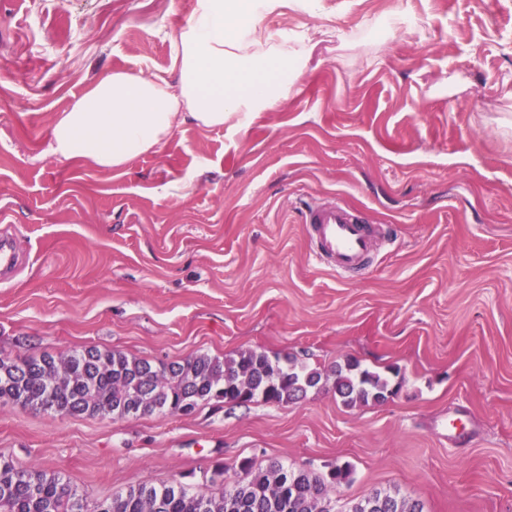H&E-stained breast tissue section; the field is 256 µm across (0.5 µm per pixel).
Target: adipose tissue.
Instances as JSON below:
<instances>
[{
    "instance_id": "adipose-tissue-1",
    "label": "adipose tissue",
    "mask_w": 512,
    "mask_h": 512,
    "mask_svg": "<svg viewBox=\"0 0 512 512\" xmlns=\"http://www.w3.org/2000/svg\"><path fill=\"white\" fill-rule=\"evenodd\" d=\"M279 0H196L174 43L178 76H106L54 119L50 152L102 169H119L155 151L181 124L247 129L299 78L298 64L280 49L279 34L260 19Z\"/></svg>"
}]
</instances>
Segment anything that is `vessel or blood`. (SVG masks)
<instances>
[{"label": "vessel or blood", "instance_id": "vessel-or-blood-1", "mask_svg": "<svg viewBox=\"0 0 512 512\" xmlns=\"http://www.w3.org/2000/svg\"><path fill=\"white\" fill-rule=\"evenodd\" d=\"M304 221L317 244L319 260L346 271L362 265L369 249L370 233L363 217L334 201L307 207ZM21 259L12 241L0 240V280L10 279Z\"/></svg>", "mask_w": 512, "mask_h": 512}]
</instances>
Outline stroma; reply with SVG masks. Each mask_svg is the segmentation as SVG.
Returning <instances> with one entry per match:
<instances>
[{"label":"stroma","mask_w":512,"mask_h":512,"mask_svg":"<svg viewBox=\"0 0 512 512\" xmlns=\"http://www.w3.org/2000/svg\"><path fill=\"white\" fill-rule=\"evenodd\" d=\"M194 6L0 0V237L26 257L0 282V355H353L402 387L355 408L312 391L114 422L0 402V455L92 501L143 480L208 494L213 465L229 484L275 459L349 463L336 512L377 488L425 512H512V0H281L261 25L302 74L247 132L185 123L119 171L51 155L57 113L101 78H174ZM330 199L374 231L362 270L313 256L302 210Z\"/></svg>","instance_id":"1"}]
</instances>
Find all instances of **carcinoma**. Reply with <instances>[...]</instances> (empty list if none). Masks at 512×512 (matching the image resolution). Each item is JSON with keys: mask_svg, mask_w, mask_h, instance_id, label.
<instances>
[{"mask_svg": "<svg viewBox=\"0 0 512 512\" xmlns=\"http://www.w3.org/2000/svg\"><path fill=\"white\" fill-rule=\"evenodd\" d=\"M396 377V371L371 370L354 357L328 370L289 353L272 359L259 349L154 364L120 350L88 346L55 354L1 355L0 401L51 418L84 415L112 421L190 414L212 401L287 405L321 390L353 408L395 396L401 387ZM349 476L347 465L318 475L277 460L264 466L244 460L228 488L224 466L212 470L209 482L219 487L217 493L193 492L177 479L144 480L89 509L87 497L62 473L19 468L0 457V512H335L331 492ZM345 512H424V505L394 491L375 490L351 502Z\"/></svg>", "mask_w": 512, "mask_h": 512, "instance_id": "carcinoma-1", "label": "carcinoma"}]
</instances>
